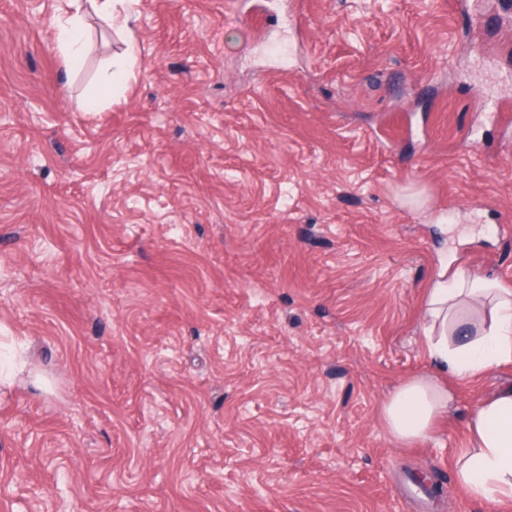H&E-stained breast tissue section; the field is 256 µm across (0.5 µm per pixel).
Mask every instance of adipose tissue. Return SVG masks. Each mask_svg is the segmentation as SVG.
<instances>
[{"label": "adipose tissue", "instance_id": "1", "mask_svg": "<svg viewBox=\"0 0 512 512\" xmlns=\"http://www.w3.org/2000/svg\"><path fill=\"white\" fill-rule=\"evenodd\" d=\"M119 0H68L54 24L56 48L68 60L85 53L83 17L93 10L108 22L129 28L132 16L117 10ZM433 336L428 343L431 372L400 384L384 402L380 418L401 443L430 440L446 418L452 395L444 381L465 379L512 363V288L491 275L464 269L439 272L425 297ZM467 446L456 479L465 493L490 505L512 500V386L478 403L466 418Z\"/></svg>", "mask_w": 512, "mask_h": 512}]
</instances>
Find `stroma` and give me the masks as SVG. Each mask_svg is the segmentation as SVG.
I'll return each instance as SVG.
<instances>
[{
    "instance_id": "obj_1",
    "label": "stroma",
    "mask_w": 512,
    "mask_h": 512,
    "mask_svg": "<svg viewBox=\"0 0 512 512\" xmlns=\"http://www.w3.org/2000/svg\"><path fill=\"white\" fill-rule=\"evenodd\" d=\"M60 2L0 0V512H497L512 364L380 410L441 263L512 286V0H128L77 65ZM466 431L467 446L455 466L458 484L493 506L512 500V386L478 403Z\"/></svg>"
}]
</instances>
